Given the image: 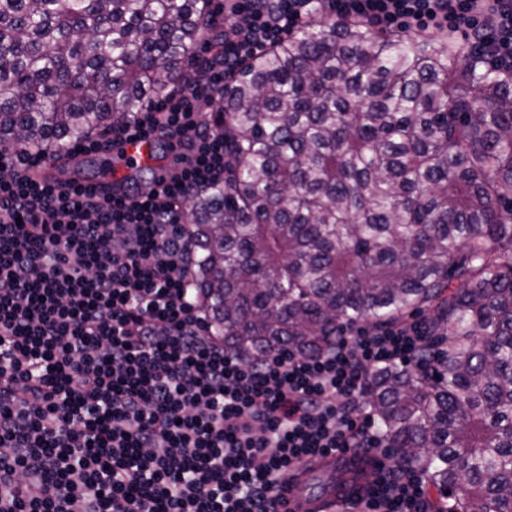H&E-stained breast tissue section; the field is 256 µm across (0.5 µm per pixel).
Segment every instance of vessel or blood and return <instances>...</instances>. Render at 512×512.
I'll return each mask as SVG.
<instances>
[{"label":"vessel or blood","mask_w":512,"mask_h":512,"mask_svg":"<svg viewBox=\"0 0 512 512\" xmlns=\"http://www.w3.org/2000/svg\"><path fill=\"white\" fill-rule=\"evenodd\" d=\"M153 148L149 138L125 141L126 160H147ZM380 456L356 450L316 454L293 469L281 482L279 512H334L336 506L366 498L380 469Z\"/></svg>","instance_id":"1"}]
</instances>
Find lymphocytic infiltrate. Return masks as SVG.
I'll list each match as a JSON object with an SVG mask.
<instances>
[{
	"label": "lymphocytic infiltrate",
	"instance_id": "f902f5d3",
	"mask_svg": "<svg viewBox=\"0 0 512 512\" xmlns=\"http://www.w3.org/2000/svg\"><path fill=\"white\" fill-rule=\"evenodd\" d=\"M315 17L469 41L512 73V0H217L190 72L66 153L164 140L176 164L137 192L37 177L0 149V512H278L317 453L383 455L362 512H421L424 478L384 454L374 374L411 365L419 323L357 329L318 355L249 359L213 336L184 205L229 165L213 118L236 70Z\"/></svg>",
	"mask_w": 512,
	"mask_h": 512
}]
</instances>
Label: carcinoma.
<instances>
[{
    "mask_svg": "<svg viewBox=\"0 0 512 512\" xmlns=\"http://www.w3.org/2000/svg\"><path fill=\"white\" fill-rule=\"evenodd\" d=\"M205 0H0V145L64 153L170 87ZM224 186L194 195V285L242 355L423 317L370 390L429 512H512V75L444 37L325 19L244 63Z\"/></svg>",
    "mask_w": 512,
    "mask_h": 512,
    "instance_id": "carcinoma-1",
    "label": "carcinoma"
}]
</instances>
